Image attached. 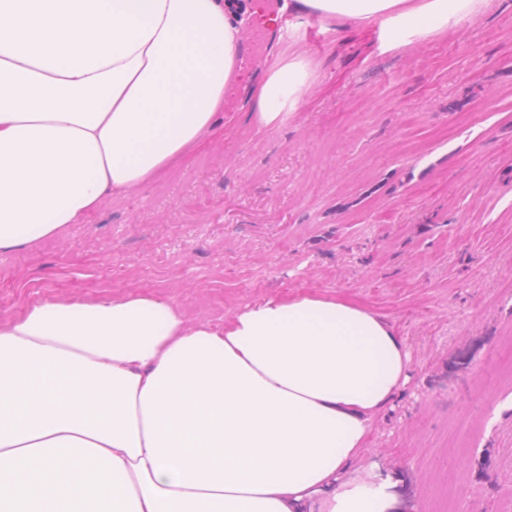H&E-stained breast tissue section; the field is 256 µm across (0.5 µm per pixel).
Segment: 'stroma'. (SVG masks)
<instances>
[{
	"label": "stroma",
	"mask_w": 512,
	"mask_h": 512,
	"mask_svg": "<svg viewBox=\"0 0 512 512\" xmlns=\"http://www.w3.org/2000/svg\"><path fill=\"white\" fill-rule=\"evenodd\" d=\"M252 11L241 79L163 179L56 240L0 252V317L36 301L175 298L213 321L271 297L369 309L411 357L365 463L403 512H512V0L402 48L380 23L291 19L321 67L264 128L250 89L273 67L281 0Z\"/></svg>",
	"instance_id": "obj_1"
}]
</instances>
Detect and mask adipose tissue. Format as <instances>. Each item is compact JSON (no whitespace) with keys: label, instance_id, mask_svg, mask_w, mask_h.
Instances as JSON below:
<instances>
[{"label":"adipose tissue","instance_id":"obj_1","mask_svg":"<svg viewBox=\"0 0 512 512\" xmlns=\"http://www.w3.org/2000/svg\"><path fill=\"white\" fill-rule=\"evenodd\" d=\"M483 0H290L381 20L393 46ZM221 0H0V251L62 237L161 179L239 78ZM318 70L281 50L252 92L261 126ZM410 355L372 312L268 298L224 323L152 295L61 296L0 318V512H396L362 462Z\"/></svg>","mask_w":512,"mask_h":512}]
</instances>
